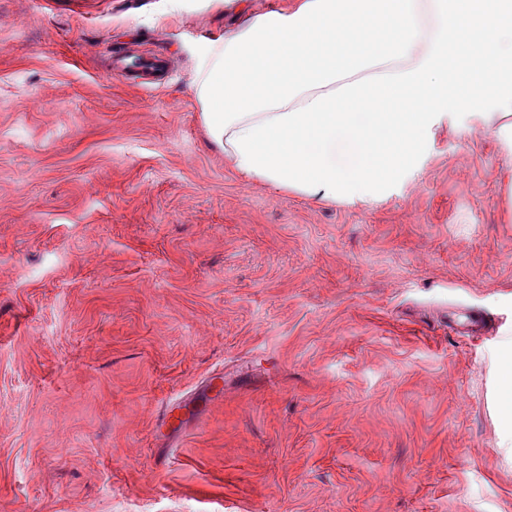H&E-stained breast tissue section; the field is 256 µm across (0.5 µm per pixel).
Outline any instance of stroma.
<instances>
[{
    "instance_id": "1",
    "label": "stroma",
    "mask_w": 512,
    "mask_h": 512,
    "mask_svg": "<svg viewBox=\"0 0 512 512\" xmlns=\"http://www.w3.org/2000/svg\"><path fill=\"white\" fill-rule=\"evenodd\" d=\"M237 24L0 0V512H512V161L458 123L381 204L247 180L194 90ZM499 442L505 457L512 459V341L500 352L494 395Z\"/></svg>"
}]
</instances>
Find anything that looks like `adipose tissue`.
Here are the masks:
<instances>
[{
  "label": "adipose tissue",
  "mask_w": 512,
  "mask_h": 512,
  "mask_svg": "<svg viewBox=\"0 0 512 512\" xmlns=\"http://www.w3.org/2000/svg\"><path fill=\"white\" fill-rule=\"evenodd\" d=\"M195 93L241 176L322 203H377L414 179L458 116L512 158V0H296L213 43ZM494 405L512 459V344Z\"/></svg>",
  "instance_id": "obj_1"
}]
</instances>
